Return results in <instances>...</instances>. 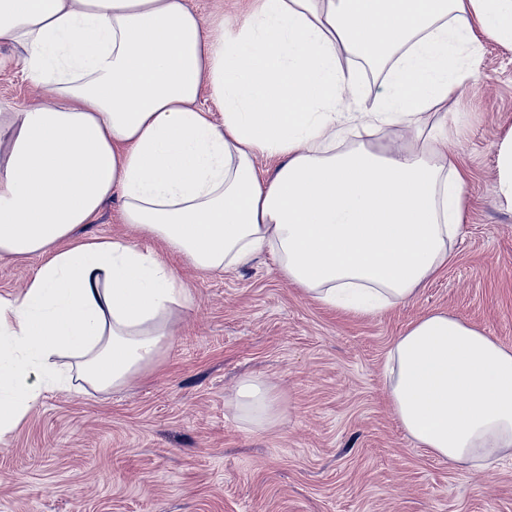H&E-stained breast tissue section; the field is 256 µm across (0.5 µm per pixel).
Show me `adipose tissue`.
<instances>
[{
  "mask_svg": "<svg viewBox=\"0 0 512 512\" xmlns=\"http://www.w3.org/2000/svg\"><path fill=\"white\" fill-rule=\"evenodd\" d=\"M255 3L231 26L188 0H0V41L53 97L0 102V256L43 259L0 297V438L44 391L129 385L194 305L162 255L79 235L112 196L197 268L266 249L288 284L344 312L409 302L450 260L467 176L448 99L483 40L512 46V0ZM363 62L385 69L384 95L359 97ZM346 96L354 111L338 109ZM395 129L410 141L372 145ZM386 375L417 447L474 472L512 457V349L483 330L427 313L393 341ZM232 403L253 431L281 419L257 381Z\"/></svg>",
  "mask_w": 512,
  "mask_h": 512,
  "instance_id": "ef3b65f1",
  "label": "adipose tissue"
}]
</instances>
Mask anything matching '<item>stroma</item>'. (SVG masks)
<instances>
[{
    "mask_svg": "<svg viewBox=\"0 0 512 512\" xmlns=\"http://www.w3.org/2000/svg\"><path fill=\"white\" fill-rule=\"evenodd\" d=\"M0 101H50L7 42ZM448 110L469 174L465 219L447 266L411 302L338 313L283 280L271 254L224 272L170 257L194 296L176 335L127 387L42 393L0 441V512H512V459L482 474L415 447L387 393L390 344L426 313L512 348V204L494 192L512 132V47L485 42ZM121 208L112 197L85 234L161 251ZM244 380L275 392L278 425L245 430L229 403Z\"/></svg>",
    "mask_w": 512,
    "mask_h": 512,
    "instance_id": "stroma-1",
    "label": "stroma"
}]
</instances>
